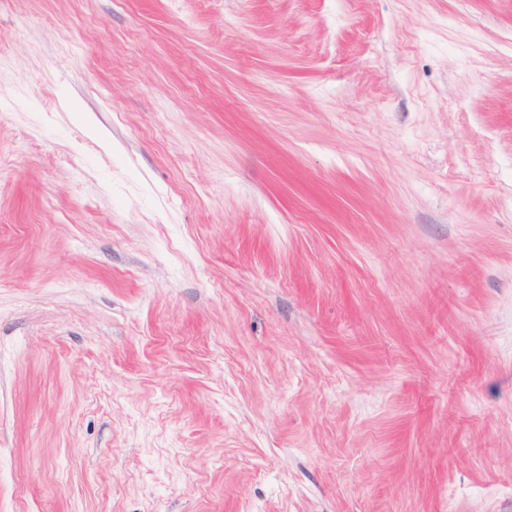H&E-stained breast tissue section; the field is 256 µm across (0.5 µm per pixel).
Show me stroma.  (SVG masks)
Wrapping results in <instances>:
<instances>
[{
  "instance_id": "1",
  "label": "stroma",
  "mask_w": 512,
  "mask_h": 512,
  "mask_svg": "<svg viewBox=\"0 0 512 512\" xmlns=\"http://www.w3.org/2000/svg\"><path fill=\"white\" fill-rule=\"evenodd\" d=\"M0 512H512V0H0Z\"/></svg>"
}]
</instances>
